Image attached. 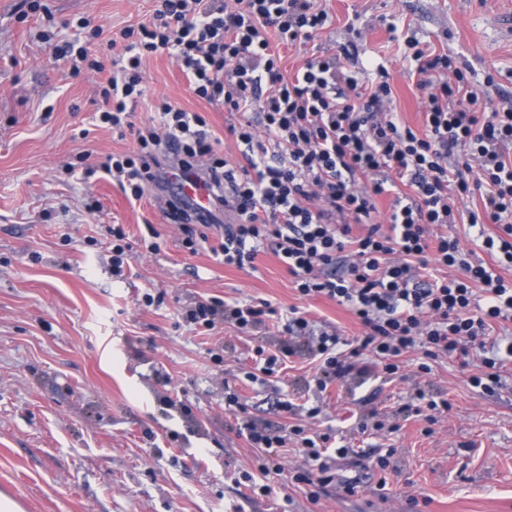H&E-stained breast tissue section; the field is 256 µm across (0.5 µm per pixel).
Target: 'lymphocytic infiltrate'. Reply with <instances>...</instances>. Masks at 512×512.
I'll list each match as a JSON object with an SVG mask.
<instances>
[{
  "mask_svg": "<svg viewBox=\"0 0 512 512\" xmlns=\"http://www.w3.org/2000/svg\"><path fill=\"white\" fill-rule=\"evenodd\" d=\"M154 20L113 32L106 44L110 63L89 45L68 42L61 55L72 75L114 69L100 89V124L118 133L132 132L136 151L109 155L102 172L116 178L130 202L146 190L165 187L162 149L178 144L182 169H200L216 188L218 205L237 215L233 224L202 231L179 212L182 244L190 252L206 248L222 263L244 270L268 247L286 264L300 296H323L346 306L365 327L364 336L345 341L333 327L315 329L292 311L276 348L258 343L249 382L277 374L296 350L292 340L309 339L320 361L313 381L318 391L350 376L379 367L392 377L402 356L419 350L418 370L430 373L431 361L483 351V374L472 387L494 394L500 368L512 361V341L487 342L490 321H512V285L496 266L512 267V107L489 109L479 102L460 60L450 54H426L410 31L400 32L405 60L413 63L419 89L428 93L424 130L401 125L390 101V74L378 67L372 79L358 78L339 57L315 58L293 77H284L271 52L272 40L309 42L330 21L314 0H159ZM167 52L182 64L190 90L230 112L260 104L264 134L245 122L230 132L242 146V164L218 154L203 116L162 101L152 125L136 127L132 117L145 95L142 60ZM404 185L395 193L396 185ZM393 194L387 224L375 223L377 197ZM479 196L481 210L461 212L460 201ZM467 219L501 225L502 236L485 237L495 265L469 261L457 239L443 226ZM364 225L354 234V225ZM459 269L456 277L429 279L430 264ZM273 307L267 302H196L182 314L187 324L207 330L224 320L242 333L265 325ZM224 404L243 415L247 441L256 448L252 471L241 474L250 494L270 496L282 475L289 439L299 440L312 467L294 472V483L308 486L318 502L321 489L333 485L354 495L353 483L338 479L336 458L347 448L329 450L330 434L307 435L300 426L290 434L273 432L246 418L237 392Z\"/></svg>",
  "mask_w": 512,
  "mask_h": 512,
  "instance_id": "lymphocytic-infiltrate-1",
  "label": "lymphocytic infiltrate"
}]
</instances>
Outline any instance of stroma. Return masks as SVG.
Listing matches in <instances>:
<instances>
[{"label": "stroma", "mask_w": 512, "mask_h": 512, "mask_svg": "<svg viewBox=\"0 0 512 512\" xmlns=\"http://www.w3.org/2000/svg\"><path fill=\"white\" fill-rule=\"evenodd\" d=\"M32 0H0V497L20 512H512V362L503 388L485 395L471 375L470 357L433 362L416 377L418 352L405 354L404 375L381 369L338 381L321 393L309 383L317 364L296 339L297 356L276 386L252 384L257 339L225 324L193 329L182 311L194 302L267 300L278 318L298 309L317 324L350 339L362 335L345 306L323 297L303 298L286 265L271 251L240 270L209 252L181 245L178 223L166 216L160 191L129 203L116 182L98 172L109 154L135 146L93 126L95 100L107 73L70 77L54 46L39 40L48 23ZM56 21L79 31L81 18L104 35L153 15L156 0H47ZM332 18L319 38L296 46L273 44L285 76L305 62L347 46L345 65L391 74L392 108L412 129H422L423 93L407 71L390 25L408 26L424 49L449 52L474 71L481 101L512 105V33L500 24L512 0H317ZM145 96L136 124L148 123L162 99L204 115L220 152L240 161L227 128L257 120L193 95L167 54L143 65ZM493 83H486V76ZM96 174L80 179L85 168ZM131 243L148 229L160 249L137 251L123 275L112 270L113 226ZM152 305H145L144 295ZM221 351L214 361L213 351ZM235 384L249 415L277 430L294 415L271 410L272 388L307 408L320 407L316 429L333 430L353 453L337 460L355 495L327 487L318 503L306 490L279 484L275 494L242 500L235 484L255 455L224 407V385ZM448 399L451 408L423 435L421 418L402 412L415 387ZM398 423L392 436L361 433L375 419ZM391 452L390 470L369 469L359 449ZM386 492H378L379 480ZM420 498L411 508L407 496Z\"/></svg>", "instance_id": "1"}]
</instances>
